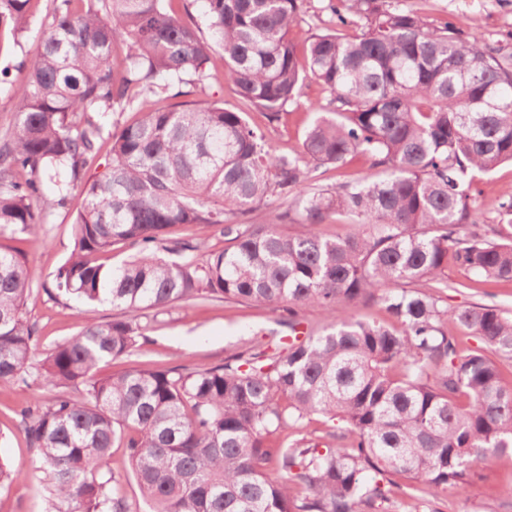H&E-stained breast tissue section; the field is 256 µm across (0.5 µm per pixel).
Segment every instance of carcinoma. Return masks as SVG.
Listing matches in <instances>:
<instances>
[{"label":"carcinoma","instance_id":"obj_1","mask_svg":"<svg viewBox=\"0 0 512 512\" xmlns=\"http://www.w3.org/2000/svg\"><path fill=\"white\" fill-rule=\"evenodd\" d=\"M172 2L53 0L42 51L12 85L0 240L39 235L79 191L57 295L129 314L86 324L34 365L25 305L35 273L0 244V385L58 389L16 411L41 458L48 512H393L395 476L420 487L417 512H438L432 499L465 490L476 464L512 455V384L497 366L512 361V312L442 306L450 261L512 281V231L477 223L471 195L512 163V53L403 0H326L335 24L361 33L329 27L300 61L290 32L302 0H203L208 39ZM39 3L0 0V50ZM118 40L128 46L119 68ZM216 46L224 80L271 122L304 78L330 90L332 108L311 106L300 151L273 155L244 113L188 99L210 78ZM127 109L137 120L107 129ZM352 155L374 173L313 186V172ZM268 201L285 205L274 223L244 220ZM337 214L351 219L347 237L314 233ZM185 224L202 237L219 226L229 246L200 261L201 243L176 236ZM118 245L132 254L112 264ZM207 297L264 305L276 328L203 370L96 377L138 348L142 312ZM371 301L389 322L337 315ZM305 307L329 315L322 333L303 328ZM448 321L484 347L463 352ZM312 414L346 427L325 445L266 444ZM114 447L125 449L123 473L111 468ZM30 477L0 461V488ZM130 480L139 501L123 492Z\"/></svg>","mask_w":512,"mask_h":512}]
</instances>
